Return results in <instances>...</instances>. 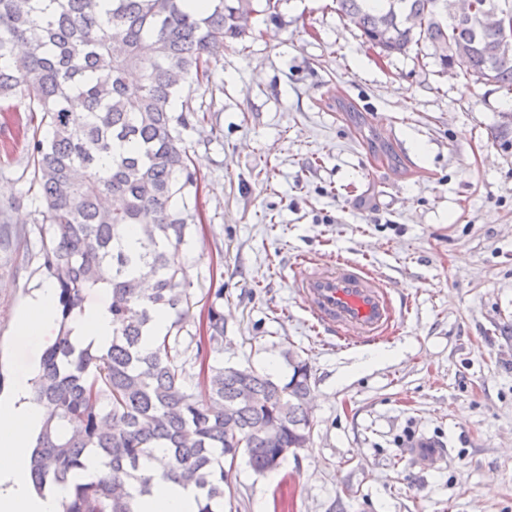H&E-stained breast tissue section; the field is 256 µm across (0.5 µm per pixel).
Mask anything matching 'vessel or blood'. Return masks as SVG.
Wrapping results in <instances>:
<instances>
[{"label": "vessel or blood", "instance_id": "1", "mask_svg": "<svg viewBox=\"0 0 512 512\" xmlns=\"http://www.w3.org/2000/svg\"><path fill=\"white\" fill-rule=\"evenodd\" d=\"M294 276L305 311L337 340L379 341L396 319V307L386 286L356 261L343 259L328 266L304 258L295 265Z\"/></svg>", "mask_w": 512, "mask_h": 512}]
</instances>
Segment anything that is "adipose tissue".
Returning <instances> with one entry per match:
<instances>
[{"label": "adipose tissue", "instance_id": "ef3b65f1", "mask_svg": "<svg viewBox=\"0 0 512 512\" xmlns=\"http://www.w3.org/2000/svg\"><path fill=\"white\" fill-rule=\"evenodd\" d=\"M54 288L37 289L15 321L24 340L47 335L57 324L59 312L52 297ZM72 335L83 344L106 347L112 341V315L105 306L83 308L72 319ZM43 422L42 412L30 401L27 384H17L8 398H0V512H59L74 483L82 481L99 465L88 461L65 485L49 484L37 489L32 481L29 458ZM194 487L155 476L151 492L139 499V512H197Z\"/></svg>", "mask_w": 512, "mask_h": 512}]
</instances>
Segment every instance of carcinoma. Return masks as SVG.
<instances>
[{"instance_id":"cac0c4a2","label":"carcinoma","mask_w":512,"mask_h":512,"mask_svg":"<svg viewBox=\"0 0 512 512\" xmlns=\"http://www.w3.org/2000/svg\"><path fill=\"white\" fill-rule=\"evenodd\" d=\"M335 2L366 41L379 37L384 54L423 46L441 68L463 66L512 94V49L496 51L499 33L477 19L456 20L454 0ZM255 12L254 0H211L201 13L184 0H0V112L16 98L29 101L19 134L30 188L47 208L39 269L61 315L33 381L44 425L30 470L40 489L67 483L90 458L100 464L61 512H137L135 495L151 492L146 461L194 486L198 512H224V463L241 457L264 474L310 443L306 361H288L283 382L211 360L224 350V289L196 337L202 384L183 360L192 300L181 256L196 224L199 177L180 129L205 118L174 102L189 80L210 77L224 38L246 34ZM74 96L86 111L71 110ZM118 143L133 150L117 154ZM133 229L139 249L127 252L120 243ZM97 286L112 292L104 349L81 346L68 328ZM159 312L169 323L157 332Z\"/></svg>"}]
</instances>
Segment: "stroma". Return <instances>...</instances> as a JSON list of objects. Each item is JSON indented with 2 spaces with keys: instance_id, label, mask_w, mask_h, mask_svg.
Segmentation results:
<instances>
[{
  "instance_id": "stroma-1",
  "label": "stroma",
  "mask_w": 512,
  "mask_h": 512,
  "mask_svg": "<svg viewBox=\"0 0 512 512\" xmlns=\"http://www.w3.org/2000/svg\"><path fill=\"white\" fill-rule=\"evenodd\" d=\"M205 112L183 138L202 222L182 261L192 325L223 291L225 364L287 380L312 373L308 448L259 475L230 472L240 512H512V94L384 55L333 0H278L224 41ZM353 104L340 111L339 102ZM22 146L0 150V210L44 223ZM37 238L0 250V395L50 341L19 339L18 312L47 285ZM349 257L406 303L389 338L337 346L292 286L303 257ZM387 356L372 364L370 349Z\"/></svg>"
}]
</instances>
